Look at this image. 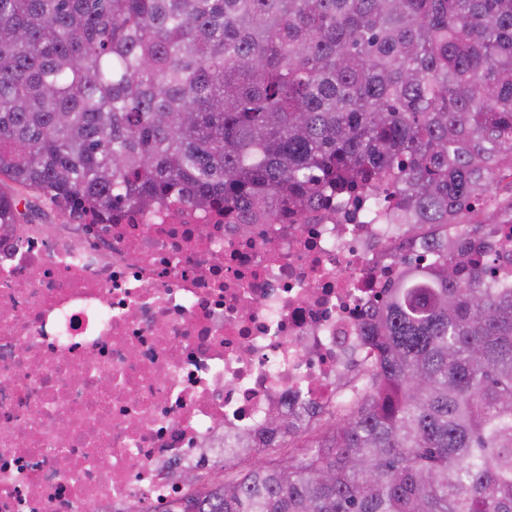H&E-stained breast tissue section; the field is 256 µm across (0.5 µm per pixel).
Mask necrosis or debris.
Instances as JSON below:
<instances>
[{"mask_svg":"<svg viewBox=\"0 0 512 512\" xmlns=\"http://www.w3.org/2000/svg\"><path fill=\"white\" fill-rule=\"evenodd\" d=\"M394 204L330 201L248 236L237 212L173 202L0 224V512H163L271 408L341 399L417 250Z\"/></svg>","mask_w":512,"mask_h":512,"instance_id":"obj_1","label":"necrosis or debris"}]
</instances>
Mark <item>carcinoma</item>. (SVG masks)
<instances>
[{
  "label": "carcinoma",
  "instance_id": "carcinoma-1",
  "mask_svg": "<svg viewBox=\"0 0 512 512\" xmlns=\"http://www.w3.org/2000/svg\"><path fill=\"white\" fill-rule=\"evenodd\" d=\"M389 179L432 260L401 262L357 380L269 411L164 512H512V283L484 245L512 225V0H0V224L263 223Z\"/></svg>",
  "mask_w": 512,
  "mask_h": 512
}]
</instances>
